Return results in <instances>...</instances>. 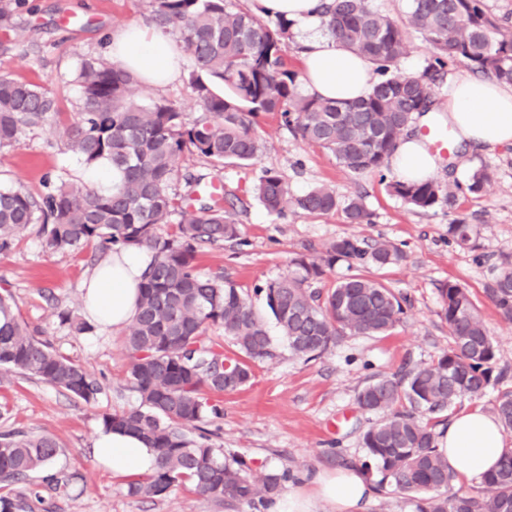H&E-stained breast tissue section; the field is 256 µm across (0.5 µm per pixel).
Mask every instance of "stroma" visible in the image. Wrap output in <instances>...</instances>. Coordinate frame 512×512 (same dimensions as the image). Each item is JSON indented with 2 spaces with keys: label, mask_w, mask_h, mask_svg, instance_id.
Listing matches in <instances>:
<instances>
[{
  "label": "stroma",
  "mask_w": 512,
  "mask_h": 512,
  "mask_svg": "<svg viewBox=\"0 0 512 512\" xmlns=\"http://www.w3.org/2000/svg\"><path fill=\"white\" fill-rule=\"evenodd\" d=\"M149 19V0H25L8 23H0V74L39 85L59 106L57 115L26 131L20 145L0 148V187L20 184L37 194L48 180L95 184V168L68 150L55 127L77 119L80 90L74 74L81 61L106 59L108 35ZM178 66L175 81L162 89L140 84L137 98L176 102L193 120L200 112L192 105L187 54H180ZM257 133L264 149L250 164L219 169L189 152L179 159L180 173L223 181L240 227V244L200 249L199 272L236 283L263 315L267 309L259 287L286 273L292 258L320 256L330 242L347 236L369 244L386 240L405 258L375 275L409 300L389 335L347 336L310 361L291 355L275 321H268L273 357L253 362L246 386L218 396L222 418L202 421L213 448L225 458L242 459L256 473H287L280 488L286 495L303 491L306 474L365 461L363 436L371 418L357 404L365 385L376 376L431 362L452 347L442 316L441 289L448 282L470 292L495 341V369L512 386V322L486 294L499 266L512 262V146L472 152L445 163L436 176L442 183L465 185L475 170L488 168L493 180L482 195L459 197L451 208L438 204L416 210L388 194L387 183L397 178L393 169L353 176L330 153L295 136L276 115L261 116ZM268 169L297 195L326 184L343 199L363 196L370 223L348 224L337 213L270 215L252 195ZM459 220L471 228V240L462 246L448 235L449 224ZM101 258L93 244L51 250L34 225L9 250L0 251V292L13 295L19 318L102 387L96 402L88 404L36 379L13 375L0 382V431L47 434L60 445L49 470L29 478L42 498L35 512H269L259 503L231 508L208 502L186 485L154 498L132 497L126 480L97 465L92 448L103 415L139 404L126 382L124 333L97 328L75 336L57 314L83 313L84 285Z\"/></svg>",
  "instance_id": "35a3bbf8"
}]
</instances>
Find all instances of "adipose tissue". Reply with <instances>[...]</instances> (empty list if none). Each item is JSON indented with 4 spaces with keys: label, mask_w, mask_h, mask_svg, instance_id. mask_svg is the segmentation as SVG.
Instances as JSON below:
<instances>
[{
    "label": "adipose tissue",
    "mask_w": 512,
    "mask_h": 512,
    "mask_svg": "<svg viewBox=\"0 0 512 512\" xmlns=\"http://www.w3.org/2000/svg\"><path fill=\"white\" fill-rule=\"evenodd\" d=\"M324 0H257L262 12L282 15L295 22L305 51L302 56L304 92L327 99H360L369 92L371 65L320 32ZM109 53L116 62L136 72L144 81L163 87L178 75V64L167 38L156 28L138 23L113 34ZM446 117L453 131L454 147L473 150L512 146V87L497 79L476 80L454 75L448 79V100L441 112L418 115L416 134L400 139L391 158L394 171L403 180L435 177L443 160L428 146L421 128L434 127ZM150 261L146 250L115 248L86 282L85 310L91 322L115 330L126 327L136 316L139 286ZM437 450L448 460L457 480L468 483L494 469L506 450L498 419L478 407L452 414L439 429ZM98 465L113 477L151 474L156 464L154 449L137 437L101 430L94 441ZM308 493L275 499L270 512H363L373 495V486L359 469H339L309 475Z\"/></svg>",
    "instance_id": "1"
}]
</instances>
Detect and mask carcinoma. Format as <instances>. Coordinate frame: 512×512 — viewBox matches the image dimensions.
Returning <instances> with one entry per match:
<instances>
[{
  "instance_id": "carcinoma-1",
  "label": "carcinoma",
  "mask_w": 512,
  "mask_h": 512,
  "mask_svg": "<svg viewBox=\"0 0 512 512\" xmlns=\"http://www.w3.org/2000/svg\"><path fill=\"white\" fill-rule=\"evenodd\" d=\"M329 36L360 54L378 75L369 94L341 102L303 94L286 55L293 24L283 16L264 18L232 10L226 0H150V20L178 35L192 62V98L203 115L189 121L184 109L165 99L142 104L134 97L138 78L114 62L86 60L78 73L79 121L58 129L70 151L88 167L107 165L117 181L107 190L60 184L45 194L23 186L0 188V250L8 249L31 224L41 225L47 245L78 250L91 242L144 249L151 261L140 285L138 313L128 326L127 382L140 406L102 417L103 427L136 436L156 452L155 471L127 484L132 497L153 498L179 484L217 504L268 503L288 474L254 473L229 462L190 430L221 412L212 396L235 391L252 378L250 362L273 356L264 319L242 289L221 275L197 271L205 246L233 244L239 229L219 201L187 204L201 178H185L187 194L171 186L178 159L193 151L215 167L246 165L264 147L255 130L262 113H279L306 143L329 151L355 176L379 171L400 135L417 114L433 109L432 84L447 65L512 85V20L490 14L484 0H411L406 18L374 11L367 0H330L323 9ZM432 47L434 62L418 76H401L408 30ZM59 111L57 100L33 83L0 75V148L20 144L25 131ZM492 172L476 170L466 187L432 180H397L390 194L413 209L438 203L453 207L458 193L479 195ZM265 209L282 216L294 208L320 217L337 211L349 224H368L371 214L359 196L340 200L329 186L291 194L278 173L267 170L254 186ZM165 224L176 225L171 233ZM403 260L385 241L363 245L356 237L331 242L320 258L291 260L288 274L268 282L266 306L291 352L315 359L345 336H385L404 315L405 298L359 269H381ZM338 262L352 273L325 290L311 284ZM486 293L512 320V268L499 269ZM442 314L453 347L401 374L380 375L358 394L359 408L376 417L363 437L380 479L408 496L416 512H512V448L473 492L454 489L455 476L436 449L435 419L465 399L482 398L493 376L496 348L466 288H441ZM60 323L76 336L91 325L69 310ZM224 337L242 358L224 355L208 331ZM36 378L86 403L96 401L99 382L84 367L35 336L0 294V376ZM493 410L503 430L512 431V387L499 389ZM59 445L50 435L0 433V483L19 484L49 466Z\"/></svg>"
}]
</instances>
